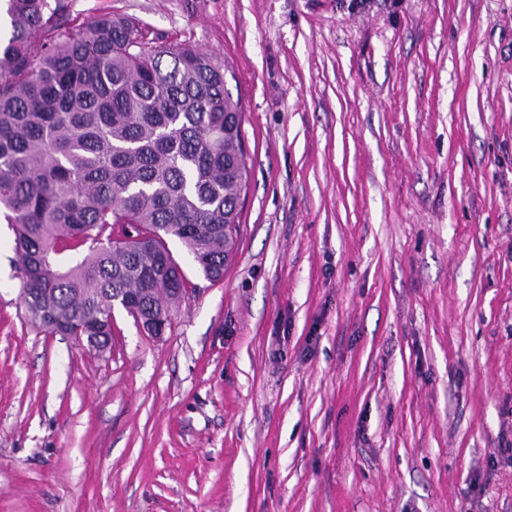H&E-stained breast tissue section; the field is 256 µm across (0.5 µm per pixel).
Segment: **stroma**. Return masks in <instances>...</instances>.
Returning a JSON list of instances; mask_svg holds the SVG:
<instances>
[{
  "label": "stroma",
  "mask_w": 512,
  "mask_h": 512,
  "mask_svg": "<svg viewBox=\"0 0 512 512\" xmlns=\"http://www.w3.org/2000/svg\"><path fill=\"white\" fill-rule=\"evenodd\" d=\"M226 59L232 258L161 338L29 322L0 223V512H512V0H71Z\"/></svg>",
  "instance_id": "1"
}]
</instances>
